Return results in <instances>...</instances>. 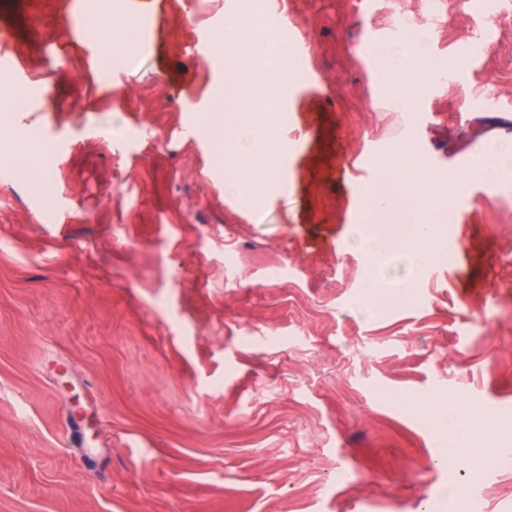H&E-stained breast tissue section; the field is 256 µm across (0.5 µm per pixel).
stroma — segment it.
Returning <instances> with one entry per match:
<instances>
[{"label":"stroma","instance_id":"35a3bbf8","mask_svg":"<svg viewBox=\"0 0 512 512\" xmlns=\"http://www.w3.org/2000/svg\"><path fill=\"white\" fill-rule=\"evenodd\" d=\"M83 3L42 0L32 20L0 0V25L25 26L4 52L29 77L27 111H0V152L46 149L38 189L0 168V512H450L452 482L512 512V469L449 472L447 426L398 401L481 407L512 448V186L454 206L466 258L438 261L445 281L393 256L385 286L415 287L376 314L341 175L372 149L379 178L404 139L452 180L512 132V0L488 37L445 0L429 44L442 75L411 114L386 108L371 48L402 23L407 41L427 0ZM227 9L262 11L250 37L288 21L322 77L294 101L327 132L288 165L295 199L224 190L206 127L224 61L190 40L223 33ZM106 15L153 30L108 70L84 38ZM477 41L483 60L454 68Z\"/></svg>","mask_w":512,"mask_h":512}]
</instances>
